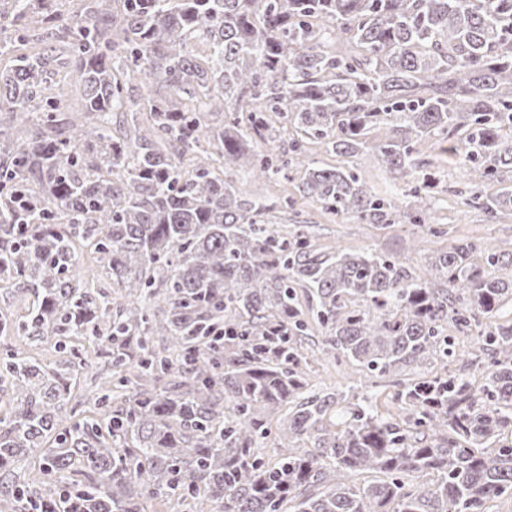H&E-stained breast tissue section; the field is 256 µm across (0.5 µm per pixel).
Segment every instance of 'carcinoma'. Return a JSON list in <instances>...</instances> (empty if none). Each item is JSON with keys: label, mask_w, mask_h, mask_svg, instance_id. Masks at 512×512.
Listing matches in <instances>:
<instances>
[{"label": "carcinoma", "mask_w": 512, "mask_h": 512, "mask_svg": "<svg viewBox=\"0 0 512 512\" xmlns=\"http://www.w3.org/2000/svg\"><path fill=\"white\" fill-rule=\"evenodd\" d=\"M63 2L0 0V283L33 296L22 315L0 308V335L78 343L49 365L0 363V512H488L512 497V278L497 274L512 253L478 263L458 240L428 279L365 248L320 253L259 220L266 206L233 181L294 167L330 215L438 234L436 174L415 158L433 136L493 188L469 205L512 213V0ZM33 28L43 48L27 54ZM61 67L81 94L72 118L44 95ZM306 136L354 165L303 158ZM367 160L415 206L374 193ZM78 242L118 294L78 285ZM297 286L323 352L391 386L401 420L313 389ZM450 323L480 351L453 371ZM89 349L111 375L97 405L117 403L104 424L66 417ZM270 435L273 462L257 448ZM25 456L37 483L12 473ZM363 472L382 478L353 481Z\"/></svg>", "instance_id": "carcinoma-1"}]
</instances>
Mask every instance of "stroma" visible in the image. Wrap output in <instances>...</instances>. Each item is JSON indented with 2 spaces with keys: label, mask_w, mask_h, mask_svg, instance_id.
Masks as SVG:
<instances>
[{
  "label": "stroma",
  "mask_w": 512,
  "mask_h": 512,
  "mask_svg": "<svg viewBox=\"0 0 512 512\" xmlns=\"http://www.w3.org/2000/svg\"><path fill=\"white\" fill-rule=\"evenodd\" d=\"M416 157L431 163L439 178L435 217L441 233L437 236L414 224L381 227L326 214L319 204L300 193L302 172L294 168L270 182L240 172L236 175L235 186L242 197L268 205L264 219L274 228L311 234L317 249L322 252H333L339 246L353 250L367 248L406 259L418 274L426 269L428 257L447 250L459 239L477 245L474 258L479 262L489 252L512 253V218L505 216L492 224L481 210L465 205L464 199L472 183L459 157L444 151L434 137L421 141ZM301 317L308 323L303 346L309 356L310 376L314 382L328 392L343 391L369 397L381 416L395 413L397 404L393 389L374 386L371 377L360 367L346 362L340 364L325 356L321 350V327L312 321L309 311H302Z\"/></svg>",
  "instance_id": "stroma-1"
}]
</instances>
